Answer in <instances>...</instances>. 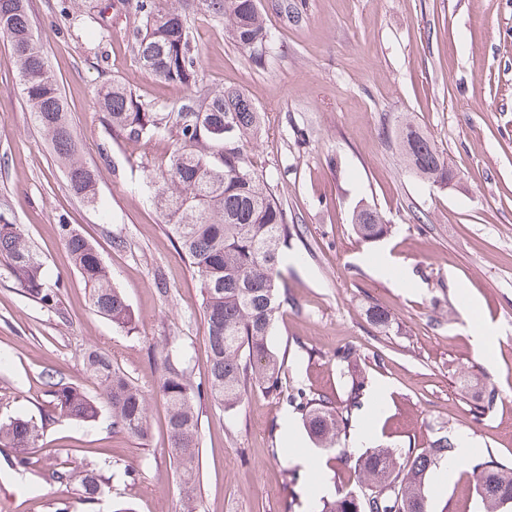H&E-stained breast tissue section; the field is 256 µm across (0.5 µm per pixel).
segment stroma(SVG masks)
I'll list each match as a JSON object with an SVG mask.
<instances>
[{
    "mask_svg": "<svg viewBox=\"0 0 512 512\" xmlns=\"http://www.w3.org/2000/svg\"><path fill=\"white\" fill-rule=\"evenodd\" d=\"M60 2L25 0L104 209L67 191L0 38V212L23 226L57 292L55 306H42L0 269V420L47 415L49 386L60 380L98 395L84 370L97 347L146 395L149 430L142 439L113 433L106 411L89 427L47 423L35 450L44 470L103 467L108 487L93 503L77 485L7 466L0 448V512H182L154 349L173 341L193 384L205 383L201 288L143 185L169 142L109 139L97 90L116 79L150 106L178 103L183 91L138 64L133 14L109 0H68L64 19ZM275 2L261 0L273 44L259 66L208 14L191 19L201 86L243 90L264 112L253 162L297 229L280 265L289 301L269 338L282 386L344 399L351 378L336 354L356 350L367 386L388 388L352 415L368 447L424 448L442 428L473 438L477 460L512 467V0H291L289 17ZM403 115L447 158L448 183L406 172ZM362 204L382 213L388 234L357 237L350 218ZM64 222L111 268L134 330L92 310L59 235ZM370 305L392 316L387 334L367 322ZM484 316L496 336L480 357L473 334ZM198 408L201 512H319L314 483L332 485L337 462L302 424L285 432L282 399L256 389L230 412L207 396ZM427 509L484 512L471 467L445 485L429 481Z\"/></svg>",
    "mask_w": 512,
    "mask_h": 512,
    "instance_id": "obj_1",
    "label": "stroma"
}]
</instances>
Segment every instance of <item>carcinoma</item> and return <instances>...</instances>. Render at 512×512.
Listing matches in <instances>:
<instances>
[{
  "instance_id": "obj_1",
  "label": "carcinoma",
  "mask_w": 512,
  "mask_h": 512,
  "mask_svg": "<svg viewBox=\"0 0 512 512\" xmlns=\"http://www.w3.org/2000/svg\"><path fill=\"white\" fill-rule=\"evenodd\" d=\"M195 3L122 0V7L135 16L131 39L140 65L155 78L182 88L185 95L172 107H146L120 81L108 83L98 91L108 134L144 145L156 139L171 140L165 165L145 171L144 186L200 281L209 352L206 394L220 406L233 409L254 388L274 393L301 416L319 447L333 450L349 418L361 407L364 375L352 381L340 405L335 397L307 386L285 390L279 385L282 363L270 349L268 338L288 302L280 261L295 226L288 224L284 204L250 158L262 133L263 112L239 89L207 92L198 86L199 55L190 24ZM202 5L222 21L239 50L262 64L271 49L272 34L259 0H202ZM0 36L10 43L30 116L51 142L64 167L69 191L81 202L99 206L95 173L79 158L78 133L68 119L49 61L32 33L24 0H0ZM398 137L411 174L433 183L448 182L447 160L411 121L400 122ZM352 224L363 240L389 231L382 214L373 208L358 209ZM59 233L88 290L92 309L117 328L135 329L130 305L112 282V274L92 241L72 224L59 225ZM1 267L42 306H53L57 293L45 284L41 256L22 225L2 216ZM365 314L376 331L390 329L387 311L370 305ZM156 359L170 457L180 476L184 512H198L196 401L201 399V391L192 384L182 354L171 343L161 344ZM85 372L94 379L99 395L91 396L77 384L53 383L49 401L53 412L77 425H88L105 407L111 413L112 432L144 438L149 419L147 399L113 365L112 356L90 351ZM43 435L44 424L31 417L0 422V448L11 450L13 466L36 468L32 450ZM454 448V437L443 430L420 452L369 448L347 465L341 490L335 497L321 500L320 512H427L429 473ZM338 454L347 457L343 448ZM476 469L484 512H500L512 502V468L486 460ZM43 479L77 484L87 502L99 499L106 487L101 467L60 466L43 474Z\"/></svg>"
}]
</instances>
